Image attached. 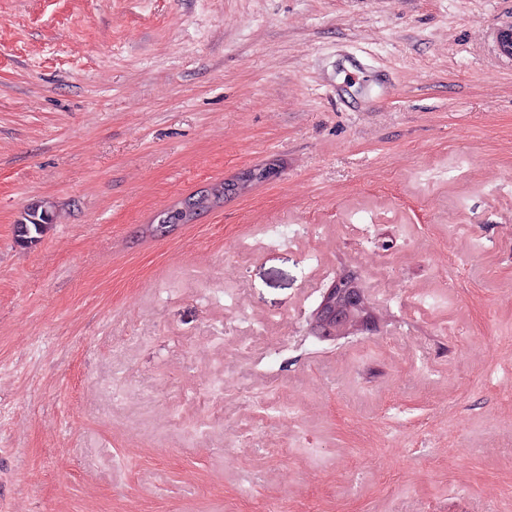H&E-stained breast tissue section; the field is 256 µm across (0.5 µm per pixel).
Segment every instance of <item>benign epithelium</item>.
I'll list each match as a JSON object with an SVG mask.
<instances>
[{"label":"benign epithelium","mask_w":512,"mask_h":512,"mask_svg":"<svg viewBox=\"0 0 512 512\" xmlns=\"http://www.w3.org/2000/svg\"><path fill=\"white\" fill-rule=\"evenodd\" d=\"M496 44L502 56L512 59V25L498 32ZM261 176L262 171L249 170L227 187L218 183L208 185L193 197L182 199L175 205L180 213L181 223H195L201 214L218 207L224 201L226 192L237 193L246 189ZM354 308L370 309L364 291L356 284L344 285L335 280L322 292L321 300L313 313L311 327L317 335L325 338L372 330L374 324L350 317V311Z\"/></svg>","instance_id":"obj_1"}]
</instances>
